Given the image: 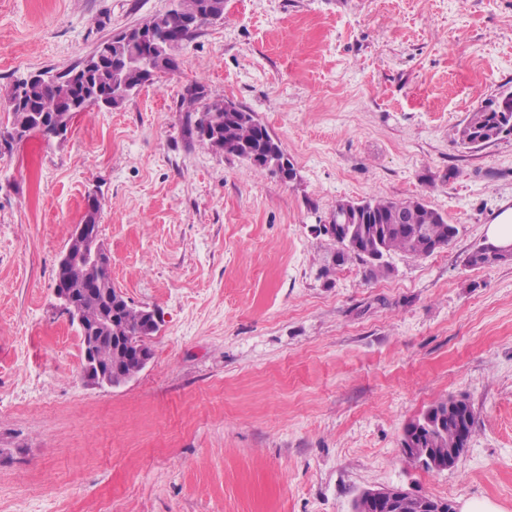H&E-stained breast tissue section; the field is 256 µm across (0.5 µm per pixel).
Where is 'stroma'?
I'll list each match as a JSON object with an SVG mask.
<instances>
[{
	"label": "stroma",
	"instance_id": "obj_1",
	"mask_svg": "<svg viewBox=\"0 0 512 512\" xmlns=\"http://www.w3.org/2000/svg\"><path fill=\"white\" fill-rule=\"evenodd\" d=\"M172 0H0V108ZM178 69L65 140L0 148V512H352L398 485L512 512V261L472 266L512 207V134L456 143L512 90V0H224ZM254 112L292 181L187 138L180 95ZM112 282L160 312L153 358L81 380L54 296L87 195ZM418 198L458 234L389 276L336 265V200ZM465 397L458 465H408L405 426Z\"/></svg>",
	"mask_w": 512,
	"mask_h": 512
}]
</instances>
